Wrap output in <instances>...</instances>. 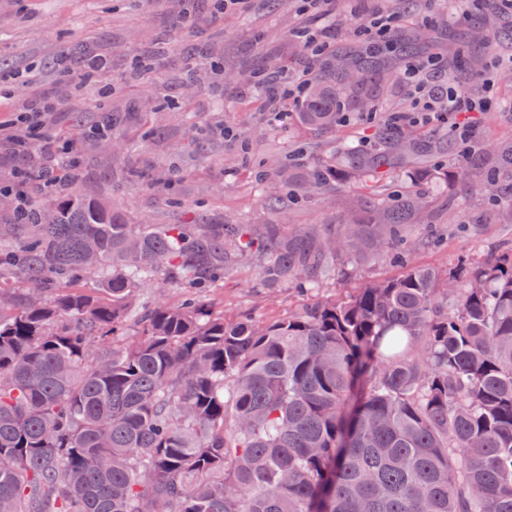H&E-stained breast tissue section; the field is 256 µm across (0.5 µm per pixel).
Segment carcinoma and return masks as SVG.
Masks as SVG:
<instances>
[{
	"label": "carcinoma",
	"mask_w": 512,
	"mask_h": 512,
	"mask_svg": "<svg viewBox=\"0 0 512 512\" xmlns=\"http://www.w3.org/2000/svg\"><path fill=\"white\" fill-rule=\"evenodd\" d=\"M439 44L425 26L364 54L329 47L295 120L336 133ZM467 52H448L461 84ZM339 158L369 184L354 201L366 222L288 223L290 205L336 190ZM408 163L424 160L389 123L370 153L269 150L257 178L277 220L190 231L45 187L0 257L27 285L0 300V512H512V248L443 275L420 264L426 241L406 226L427 198H384ZM368 250L402 273L281 318L185 299L127 324L158 273L214 290L254 256L265 287H305Z\"/></svg>",
	"instance_id": "obj_1"
}]
</instances>
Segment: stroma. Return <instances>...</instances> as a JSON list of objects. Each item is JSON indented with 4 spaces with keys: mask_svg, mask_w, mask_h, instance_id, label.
<instances>
[{
    "mask_svg": "<svg viewBox=\"0 0 512 512\" xmlns=\"http://www.w3.org/2000/svg\"><path fill=\"white\" fill-rule=\"evenodd\" d=\"M301 20L297 9H283L276 0H251L248 11L230 15L216 13L214 0H0V136L17 134L13 122L31 102L62 92L66 98L47 112L46 129L56 162L77 161L69 189L119 204L135 224H189L198 215L213 223L271 222L254 185L259 157L242 154L237 134L274 139L283 152L308 140L323 148L333 140L362 150L376 144L372 123L348 125L332 138L311 135L296 123L273 125L259 92L225 82L226 67L265 57L300 74L310 64L308 56L288 55L285 48ZM478 20L467 4L452 12L442 0H412L399 25L463 29ZM99 54L108 57L107 68L80 74V62ZM167 99L183 102V109L158 117L144 109L145 103ZM105 117L115 122L120 149L87 134L91 121ZM459 119L472 129L465 147L440 133L437 124L412 129L413 138L443 145L426 162L429 206L420 223L407 227L415 236L423 225L434 226L437 242L417 258L443 272L457 260L482 262L512 245V224L500 222L494 200L478 181L458 177L463 163L487 165L501 146H512V112L493 107ZM227 127L234 138L224 137ZM43 160L40 153L0 149V183L42 204L35 184L15 181L13 172ZM364 192L359 184L306 199L293 209L291 221L342 224L350 199ZM256 268L254 259H245L225 275L223 288L211 292L187 291L157 278L138 288L131 314L185 296L225 316L257 320L286 315L304 303L291 285L267 290ZM396 273L376 256L357 263L339 256L329 259L319 294L342 298Z\"/></svg>",
    "mask_w": 512,
    "mask_h": 512,
    "instance_id": "stroma-1",
    "label": "stroma"
}]
</instances>
